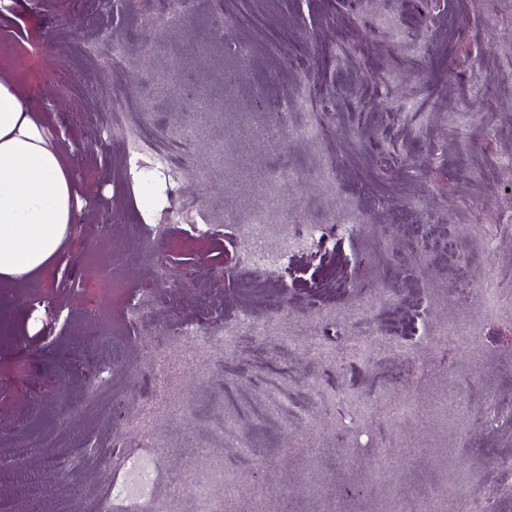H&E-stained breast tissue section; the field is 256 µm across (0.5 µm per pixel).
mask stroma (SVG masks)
I'll use <instances>...</instances> for the list:
<instances>
[{"mask_svg": "<svg viewBox=\"0 0 512 512\" xmlns=\"http://www.w3.org/2000/svg\"><path fill=\"white\" fill-rule=\"evenodd\" d=\"M0 68L72 144L82 201L53 265L0 284V500L202 512L230 484L228 512H461L512 483V0H0ZM259 98L305 101L279 151ZM174 205L193 223L154 237ZM259 205L270 251L313 227L294 273L239 264ZM246 319L268 327L248 348ZM284 347L283 389L258 385L252 352ZM134 458L151 484L108 502Z\"/></svg>", "mask_w": 512, "mask_h": 512, "instance_id": "stroma-1", "label": "stroma"}]
</instances>
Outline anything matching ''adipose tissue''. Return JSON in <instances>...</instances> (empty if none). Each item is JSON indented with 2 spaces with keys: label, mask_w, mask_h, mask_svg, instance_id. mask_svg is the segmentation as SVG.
<instances>
[{
  "label": "adipose tissue",
  "mask_w": 512,
  "mask_h": 512,
  "mask_svg": "<svg viewBox=\"0 0 512 512\" xmlns=\"http://www.w3.org/2000/svg\"><path fill=\"white\" fill-rule=\"evenodd\" d=\"M58 140L23 87L0 70V282L45 270L68 240L81 202Z\"/></svg>",
  "instance_id": "1"
}]
</instances>
